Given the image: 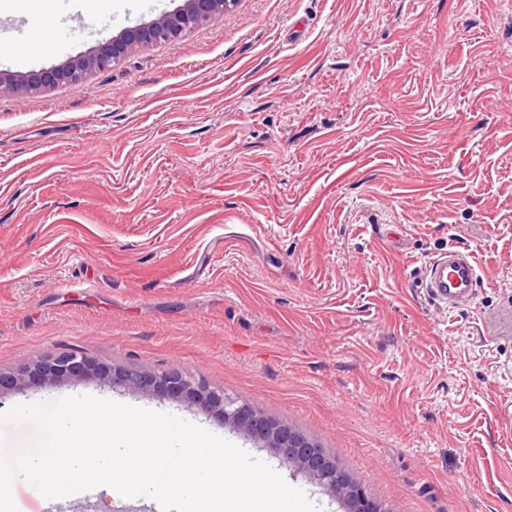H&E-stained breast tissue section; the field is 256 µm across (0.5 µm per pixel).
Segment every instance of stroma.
<instances>
[{"mask_svg":"<svg viewBox=\"0 0 512 512\" xmlns=\"http://www.w3.org/2000/svg\"><path fill=\"white\" fill-rule=\"evenodd\" d=\"M183 4L78 0L41 65ZM451 244L479 282L448 310L422 277ZM69 349L224 389L388 512H512V0H238L107 70L0 94V368ZM79 395L174 414L341 512L171 399L35 383L0 413ZM12 498L162 512L22 477Z\"/></svg>","mask_w":512,"mask_h":512,"instance_id":"obj_1","label":"stroma"}]
</instances>
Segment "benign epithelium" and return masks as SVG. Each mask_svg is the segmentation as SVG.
Masks as SVG:
<instances>
[{"instance_id": "1", "label": "benign epithelium", "mask_w": 512, "mask_h": 512, "mask_svg": "<svg viewBox=\"0 0 512 512\" xmlns=\"http://www.w3.org/2000/svg\"><path fill=\"white\" fill-rule=\"evenodd\" d=\"M236 3L237 0H185L183 8L150 23L128 28L122 36L101 42L94 55L80 58L65 68L16 76L1 73L0 93L25 95L64 81H76L96 69L111 67L146 44L173 39L188 28L232 10ZM92 378L196 408L260 447L272 449L290 471L336 499L343 512H382V507L305 434L271 419L245 401L224 394V390L212 388L204 380L176 369L151 371L131 365L104 364L82 353L67 351L23 370L0 369V395L21 391L34 381L47 384Z\"/></svg>"}]
</instances>
